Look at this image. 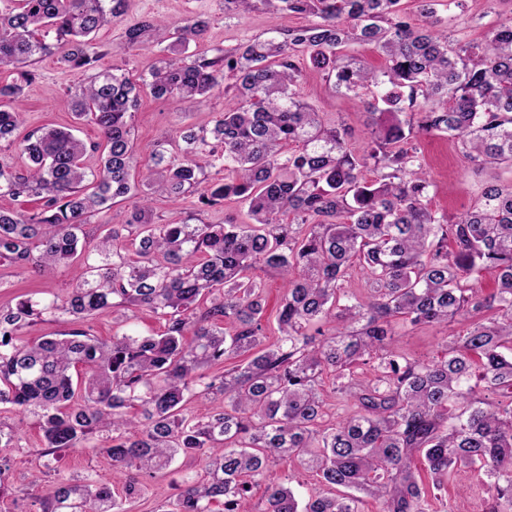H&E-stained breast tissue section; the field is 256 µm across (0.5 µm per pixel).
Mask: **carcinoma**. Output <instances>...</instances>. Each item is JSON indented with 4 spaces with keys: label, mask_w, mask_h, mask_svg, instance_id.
I'll use <instances>...</instances> for the list:
<instances>
[{
    "label": "carcinoma",
    "mask_w": 512,
    "mask_h": 512,
    "mask_svg": "<svg viewBox=\"0 0 512 512\" xmlns=\"http://www.w3.org/2000/svg\"><path fill=\"white\" fill-rule=\"evenodd\" d=\"M402 0H224V9L306 14L314 21L232 50L187 54L209 21L172 27L145 20L125 30L130 50L150 31L164 45L144 82L156 99L192 107L233 79L232 96L212 126L181 135L178 153L155 144L153 166L137 169L128 124L140 85L101 70L75 91V119L99 130L84 142L67 128L38 127L20 142L27 163H0V197L34 196L29 215L0 208V262L49 274L73 264L64 296L0 306V407L35 419L45 450L83 448L112 432L105 451L119 480L62 481L41 512H124L146 476L178 457L198 463L157 512H251V490L273 465L297 464L327 492L298 498L270 480L261 512H430L459 463L487 477L500 512H512V183L483 189L466 212L449 217L428 206L429 179L415 141L455 140L471 162L512 168V17L475 44L451 29L467 0H419L425 24ZM122 0H17L0 11V141L25 123L7 104L37 78L32 64L59 54L68 68L104 55L95 35L117 22ZM51 28L56 44L39 38ZM371 45L375 69L346 53ZM327 72L336 92L372 95L366 150L347 130L301 99L297 58ZM294 145L296 149L288 150ZM96 153L100 168L84 158ZM220 165L235 176L199 196L204 207L228 198L248 204L249 224H155L156 197L181 196ZM139 205L95 245H79L92 218L118 198ZM135 252L132 259L129 252ZM283 279L277 334L267 336L264 298L251 271ZM497 286L483 293V273ZM357 274L366 291L344 282ZM146 308L164 331L117 332L109 340L58 331L25 343L36 321L76 323L89 316ZM462 317L444 356L410 358L395 350L399 323L448 325ZM193 331L192 338L186 337ZM375 364L370 380L354 370ZM354 410L326 423L323 375ZM487 392L508 398L489 402ZM224 396V409L189 416L193 396ZM423 459L427 478L412 469Z\"/></svg>",
    "instance_id": "cac0c4a2"
}]
</instances>
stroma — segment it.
Masks as SVG:
<instances>
[{
    "label": "stroma",
    "instance_id": "stroma-1",
    "mask_svg": "<svg viewBox=\"0 0 512 512\" xmlns=\"http://www.w3.org/2000/svg\"><path fill=\"white\" fill-rule=\"evenodd\" d=\"M199 15L210 21L204 38L192 47L193 53L199 55L210 54L212 49L219 47L229 50L255 37H268L276 28L305 26L310 22L304 15H281L262 10L228 15L224 12V0H125L120 21L97 35L98 43L107 51L100 62L101 67L122 69L137 82L148 78L158 50L152 46L139 51L128 50L125 29L149 18L179 25ZM510 17L512 0H469L467 11L455 18L453 26L460 37L478 42L491 28ZM34 67L39 77L24 90L17 102L18 109L26 114V122L15 132L13 142H0L2 162L19 163L16 141L40 126L74 124L81 139L93 141L97 138V130L92 124L76 123L68 94L69 89L88 82L90 72L62 68L53 54L37 59ZM300 93L305 101L323 112L326 120L349 127L351 148L363 151L366 118L360 98L336 93L326 73L308 65L303 68ZM223 107L224 93L220 90L188 112L174 103L142 93L130 119L131 139L139 167L150 165L154 143L161 140L178 142L183 130L206 125L212 113ZM418 145L431 182L429 203L448 215L472 207L488 183L512 182V170L478 168L469 163L457 145L446 137L425 136ZM192 214L208 224H220L229 218L238 223L248 219L246 206L236 200L202 211L193 194L158 200L153 218L159 224H177ZM70 278V270L63 267L52 275L42 276L0 263V306L15 305L23 295L34 292L45 297L62 294L68 288ZM0 421L17 429L13 447L0 450V455L5 456L9 464L7 478L0 485V512H38L41 501L62 479L79 476L95 482L111 481L112 461L103 451L104 438H94L84 448L58 451L52 462V472L41 476L37 473V453L43 449L44 442L39 428L32 421H20L18 415L9 410L0 412ZM200 473V468L186 459L176 460L169 469L144 481L140 496L127 503L128 512H156L161 504L175 495L176 482ZM490 506L484 477L473 467L463 465L449 472L432 502L433 512H489Z\"/></svg>",
    "mask_w": 512,
    "mask_h": 512
}]
</instances>
